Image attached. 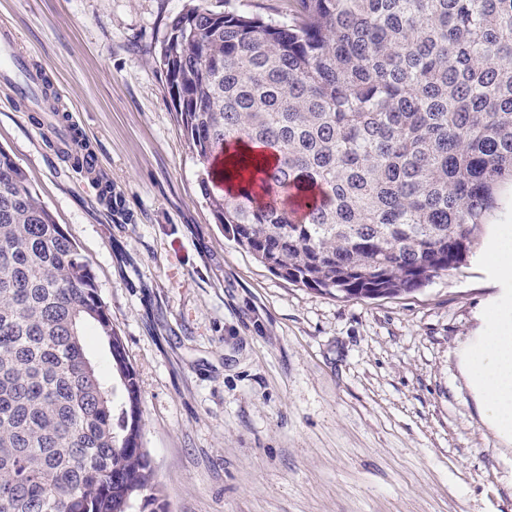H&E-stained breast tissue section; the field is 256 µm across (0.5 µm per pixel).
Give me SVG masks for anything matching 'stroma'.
Here are the masks:
<instances>
[{
    "label": "stroma",
    "mask_w": 512,
    "mask_h": 512,
    "mask_svg": "<svg viewBox=\"0 0 512 512\" xmlns=\"http://www.w3.org/2000/svg\"><path fill=\"white\" fill-rule=\"evenodd\" d=\"M188 0H0L124 217L0 90V149L123 339L165 512H512V446L460 368L503 295L483 253L396 297L274 275L217 227L156 61ZM120 242L126 262L113 257Z\"/></svg>",
    "instance_id": "1"
}]
</instances>
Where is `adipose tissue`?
I'll return each instance as SVG.
<instances>
[{
  "mask_svg": "<svg viewBox=\"0 0 512 512\" xmlns=\"http://www.w3.org/2000/svg\"><path fill=\"white\" fill-rule=\"evenodd\" d=\"M461 367L489 423L512 438V308L495 306L479 336L463 351Z\"/></svg>",
  "mask_w": 512,
  "mask_h": 512,
  "instance_id": "1",
  "label": "adipose tissue"
}]
</instances>
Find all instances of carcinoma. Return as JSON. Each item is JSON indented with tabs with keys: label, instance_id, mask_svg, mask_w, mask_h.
I'll use <instances>...</instances> for the list:
<instances>
[{
	"label": "carcinoma",
	"instance_id": "1",
	"mask_svg": "<svg viewBox=\"0 0 512 512\" xmlns=\"http://www.w3.org/2000/svg\"><path fill=\"white\" fill-rule=\"evenodd\" d=\"M157 61L215 223L295 285L412 293L467 264L512 186V0L194 4ZM98 199L122 212L112 182ZM142 417L92 270L0 149V512L159 502ZM289 0H200L202 4L211 10L224 12L238 10L263 16H283L288 13Z\"/></svg>",
	"mask_w": 512,
	"mask_h": 512
}]
</instances>
